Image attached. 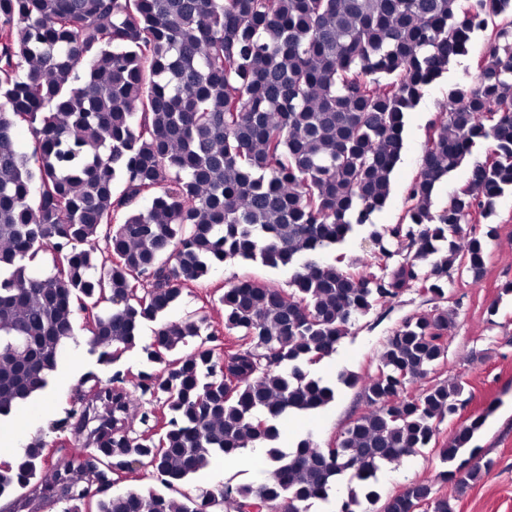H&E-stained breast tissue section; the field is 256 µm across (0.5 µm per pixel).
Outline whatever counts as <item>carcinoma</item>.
Listing matches in <instances>:
<instances>
[{"instance_id": "1", "label": "carcinoma", "mask_w": 512, "mask_h": 512, "mask_svg": "<svg viewBox=\"0 0 512 512\" xmlns=\"http://www.w3.org/2000/svg\"><path fill=\"white\" fill-rule=\"evenodd\" d=\"M487 29L476 79L449 93L426 134L401 221L374 224L405 113ZM20 124L28 152L16 146ZM481 140L485 159L436 206L437 183ZM509 189L512 0H0V419L47 389L76 335L74 310L90 352L111 366L213 265L258 259L290 272L286 291L250 278L224 289L230 350L193 313L153 331L133 387L119 371L84 375V394L53 426L80 451L52 462L34 436L0 459V497L36 480L63 512H308L348 474L364 499L353 493L337 512L364 500L380 512H453L425 484L383 497L371 482L436 447L437 426L466 403L461 382L407 394L445 358L450 311L406 318L364 381L338 375L361 385L366 409L335 444L305 436L283 453L278 421L335 400L336 385L308 367L360 318L413 282L442 301L450 272L480 277L496 227L475 219ZM365 228L379 258L405 259L378 273L320 259ZM46 252L51 272H30ZM146 395L166 412L143 413L136 432L130 407ZM482 424L439 448L442 482L489 470L470 447ZM248 443L267 448L273 479L187 489ZM132 463L159 487L112 493V475Z\"/></svg>"}]
</instances>
